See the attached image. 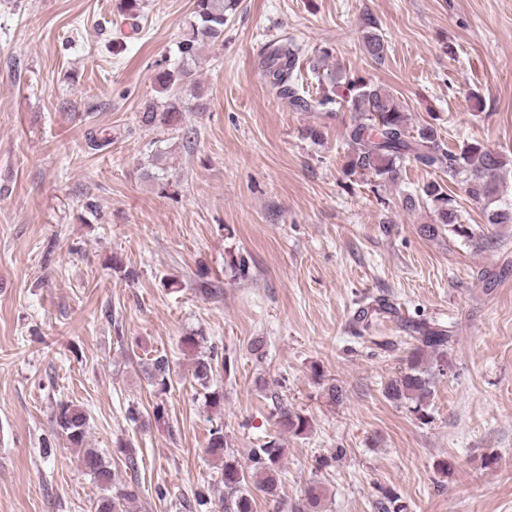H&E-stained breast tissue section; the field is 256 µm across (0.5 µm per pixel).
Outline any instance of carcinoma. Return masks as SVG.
I'll return each mask as SVG.
<instances>
[{
    "label": "carcinoma",
    "mask_w": 512,
    "mask_h": 512,
    "mask_svg": "<svg viewBox=\"0 0 512 512\" xmlns=\"http://www.w3.org/2000/svg\"><path fill=\"white\" fill-rule=\"evenodd\" d=\"M142 0H122L121 14L131 21V28L140 17ZM236 0H194L192 20L188 23L178 52L181 63L177 67H166L157 76V93L164 99L163 111H158L157 101H147L139 116L141 126L153 129L157 126L175 132L180 125L182 93L190 91L200 96L199 86L192 79V64L196 63L199 48L209 42L224 39L227 12L235 10ZM364 44L368 55L381 61L386 55V42L373 30L365 33ZM302 51L297 44L285 39L275 44L259 61V68L268 86L288 108L300 112H319L335 103V99L323 94L319 97L308 94L300 84ZM347 94L342 101L352 113V120L345 131L350 146L346 168L351 175H371L382 181L394 182L406 160L440 170L448 179L459 184L471 200L481 203L486 210L487 223L512 224V208L496 205L499 201V171L506 165L502 153L487 148L479 142L464 145L453 152L441 142L436 128L427 124L415 131L409 130L407 113L399 99L388 89L350 80L346 83ZM169 152L157 149L153 154L158 172L147 174L160 192H170L173 183L166 173ZM422 198L435 204L439 224L424 228L428 236H440L439 225L452 226L458 233L465 232L458 225L456 199L448 194L445 184L432 181L422 189ZM395 309L379 305L360 307L357 322L363 328L370 327L373 317L381 313L392 314ZM417 333L418 345L407 355L404 370L384 387L385 396L395 402L408 404V410L423 419L428 415L435 379L444 374L447 367V349L450 341L448 330L430 323L411 325ZM230 375L232 366L227 359H219L211 350L198 355L194 360L193 377L204 391L205 407L212 410L224 402V391L211 388V381L218 370ZM148 376L153 386L166 390L172 383L173 372L164 355L152 359ZM278 424L282 430L293 435H302L311 427L310 419L280 404L276 407ZM55 423L73 448L83 449L81 464L99 483L102 493L96 501L95 512H127V503L135 499V492L119 478L108 462L93 448L84 447L89 417L85 410L72 402H59L54 415ZM227 442L223 427L210 430L206 451L215 460L223 463L221 481L230 496L225 509L232 512H253L255 488L270 500L278 501L283 444L281 438L271 437L260 447L250 451L251 466L244 470L236 460L226 454ZM322 490L310 485L304 490V498L295 512H321ZM381 512H404L405 506L391 492L382 491L378 501Z\"/></svg>",
    "instance_id": "carcinoma-1"
}]
</instances>
